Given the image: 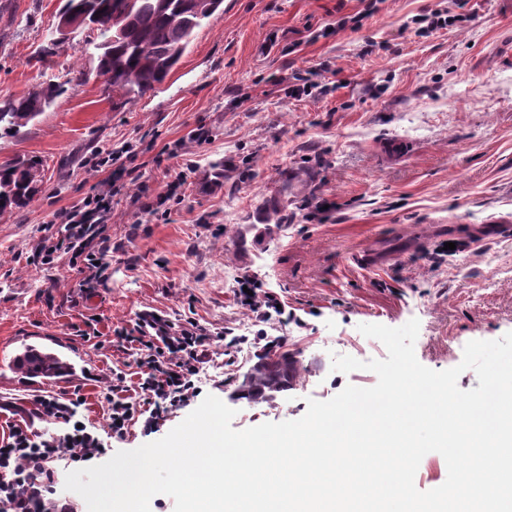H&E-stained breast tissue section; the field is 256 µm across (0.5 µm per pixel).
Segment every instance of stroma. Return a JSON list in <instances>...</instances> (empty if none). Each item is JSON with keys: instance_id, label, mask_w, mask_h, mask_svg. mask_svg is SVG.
<instances>
[{"instance_id": "stroma-1", "label": "stroma", "mask_w": 512, "mask_h": 512, "mask_svg": "<svg viewBox=\"0 0 512 512\" xmlns=\"http://www.w3.org/2000/svg\"><path fill=\"white\" fill-rule=\"evenodd\" d=\"M64 3L9 0L0 13V97L60 88L21 135L0 139V161L33 158L43 169L31 204L0 218V344L14 353L59 338L89 371L46 382L0 361V435L27 419L56 432L34 416L42 388L80 391L86 422L106 430L112 370L132 358L79 337L90 319L106 334L154 309L246 336L202 375L203 395L235 409L236 430L296 420L309 400L374 386L372 371L331 368L336 354L386 358L359 325L418 319L415 354L435 371L459 365L469 341L512 332V234L486 243L465 234L512 225V0H381L372 12L362 0H224L166 82L131 101L96 74L104 26L52 46ZM430 10L464 22L415 34L409 21ZM354 14L357 29L336 30L337 16ZM77 64L80 80L70 74ZM314 68L330 92L293 97V74ZM200 126L202 144L192 138ZM126 143L120 165L104 162L102 149ZM177 147L181 157L166 158ZM118 168L159 191L177 173L186 182L164 217L113 197L109 278L83 291L67 254L46 264L37 246L57 212ZM369 251L380 261L357 263ZM243 275L281 298L285 320L262 329L306 368L268 402L236 393L259 350L260 328L236 300Z\"/></svg>"}]
</instances>
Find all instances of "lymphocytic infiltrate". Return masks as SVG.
<instances>
[{
	"label": "lymphocytic infiltrate",
	"instance_id": "obj_1",
	"mask_svg": "<svg viewBox=\"0 0 512 512\" xmlns=\"http://www.w3.org/2000/svg\"><path fill=\"white\" fill-rule=\"evenodd\" d=\"M118 192L112 184L58 212L56 235L42 238L38 246L48 263L60 251L79 259L82 287H93L106 277V257L112 249L106 226L112 221V198ZM113 335L130 352L138 370L133 384L123 370L112 372L106 394L108 431L119 439L136 422L149 430L169 410L189 406L199 394L198 376L217 344L233 349L244 342L240 336L223 339L195 319H173L154 310L140 311L134 322L115 328ZM83 403L80 395L36 397L38 417L61 425L62 433L46 437L15 424L0 440V512H73L68 501L54 496V462H88L106 452L104 439L80 426L76 418Z\"/></svg>",
	"mask_w": 512,
	"mask_h": 512
}]
</instances>
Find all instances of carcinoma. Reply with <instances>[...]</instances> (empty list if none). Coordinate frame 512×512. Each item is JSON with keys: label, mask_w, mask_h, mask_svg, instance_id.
Wrapping results in <instances>:
<instances>
[{"label": "carcinoma", "mask_w": 512, "mask_h": 512, "mask_svg": "<svg viewBox=\"0 0 512 512\" xmlns=\"http://www.w3.org/2000/svg\"><path fill=\"white\" fill-rule=\"evenodd\" d=\"M224 0H67L61 17L83 28L100 24L111 35L97 46L96 72L112 91L128 99L156 89L178 65L197 29L216 18ZM57 89L49 85L21 96L0 97V138L17 135L50 107ZM35 159L0 163V217L30 204L42 182ZM29 375L55 377L72 371L51 353L29 351L17 360ZM303 369L280 345L267 348L238 382L236 392L267 402L294 386Z\"/></svg>", "instance_id": "carcinoma-1"}]
</instances>
